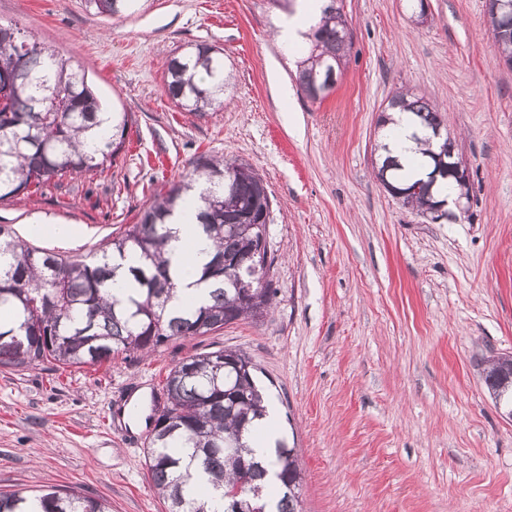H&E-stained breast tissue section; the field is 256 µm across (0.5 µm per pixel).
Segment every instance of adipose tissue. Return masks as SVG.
I'll list each match as a JSON object with an SVG mask.
<instances>
[{
  "mask_svg": "<svg viewBox=\"0 0 512 512\" xmlns=\"http://www.w3.org/2000/svg\"><path fill=\"white\" fill-rule=\"evenodd\" d=\"M325 0H304L299 12L285 19L277 30V42L285 54H293L305 33L321 17ZM201 206L198 195H190L173 215L172 236L165 247V257L178 285L177 296L201 304L208 299V290L198 279L209 261L214 245L197 226L196 215Z\"/></svg>",
  "mask_w": 512,
  "mask_h": 512,
  "instance_id": "obj_1",
  "label": "adipose tissue"
}]
</instances>
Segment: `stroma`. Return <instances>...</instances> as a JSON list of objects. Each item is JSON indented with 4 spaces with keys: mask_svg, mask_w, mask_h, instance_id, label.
<instances>
[{
    "mask_svg": "<svg viewBox=\"0 0 512 512\" xmlns=\"http://www.w3.org/2000/svg\"><path fill=\"white\" fill-rule=\"evenodd\" d=\"M343 0L352 48L330 94L296 90L271 0H138L119 16L84 0H0V22L74 56L98 98L130 116L113 165L0 202V224L69 259L138 223L198 155L239 159L275 202L276 294L261 320L98 365L0 368V491L75 489L111 512H166L146 465L151 412L184 358L240 350L279 410L302 472V512H512V419L482 378L512 353V69L486 0ZM224 51V104L198 116L166 91L167 58ZM291 93L281 98L279 85ZM409 88L444 109L470 168L465 212L435 222L374 178L377 122ZM70 224L68 241L33 237Z\"/></svg>",
    "mask_w": 512,
    "mask_h": 512,
    "instance_id": "stroma-1",
    "label": "stroma"
}]
</instances>
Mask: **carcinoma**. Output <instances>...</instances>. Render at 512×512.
<instances>
[{
  "label": "carcinoma",
  "instance_id": "cac0c4a2",
  "mask_svg": "<svg viewBox=\"0 0 512 512\" xmlns=\"http://www.w3.org/2000/svg\"><path fill=\"white\" fill-rule=\"evenodd\" d=\"M136 0H85L100 14L117 15ZM350 30L336 0H328L318 24L308 35L307 58L299 63L298 90L316 102L325 98L313 81L315 56L340 69L351 48ZM223 50L198 44L169 59L168 96L181 108L198 116L224 103ZM98 99L80 65L60 52L27 38L17 26L0 24V201L18 195L60 188L67 178L91 174L114 163L125 144L129 115L112 113V134L88 144L86 135L98 124ZM399 109L410 115L417 128L412 139L415 155L390 148L394 131L388 113ZM375 169L376 180L388 178L404 189L434 183L454 194L469 195V185L443 176L423 179L419 170L435 172L436 157L445 153L434 139L444 125L441 109L411 90L395 92L388 100ZM189 176L166 194L150 201L138 223L130 224L93 260L68 261L31 247L0 225V367L27 368L45 361L63 365H95L123 352L129 358L150 354L177 337L203 336L224 327L226 313L236 320L255 319L253 306L237 293L257 229H236L233 222L257 201L256 185L263 181L246 162L201 154L191 162ZM195 190L202 201L197 219L202 232L215 244L201 281L208 300L198 306L174 304L176 283L164 249L171 237L169 218L187 192ZM436 196L422 191L400 198L403 205L433 221ZM128 251L141 263L129 269L130 288L124 299L109 292L118 265L111 257ZM264 312L275 295L273 280L255 283ZM241 363L244 353L219 349L190 356L171 368L164 380V401H154L155 414L166 425L154 427L147 448L152 486L167 512H207L206 502L194 497V473L182 463L180 451L193 449L216 491L224 493L240 483L262 508L270 512H301V470L297 450L279 437L269 456L258 457L243 441L251 423L263 417L261 389L255 368L239 375L224 370L214 355ZM512 369L493 362L485 371L489 395L505 408L512 406ZM108 512L102 501L50 488L38 495L0 492V512Z\"/></svg>",
  "mask_w": 512,
  "mask_h": 512
}]
</instances>
